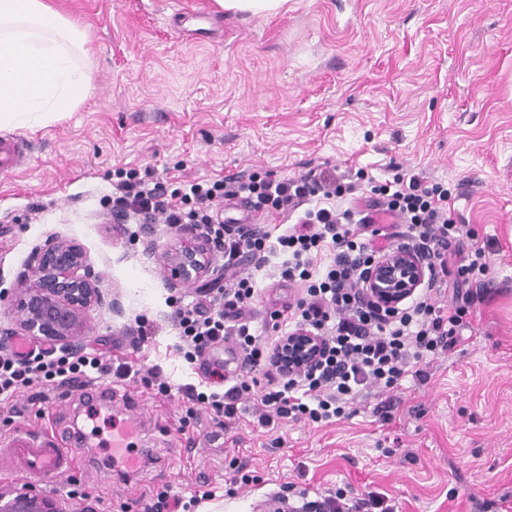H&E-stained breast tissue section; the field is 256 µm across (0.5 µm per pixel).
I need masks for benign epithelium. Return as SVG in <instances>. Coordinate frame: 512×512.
Wrapping results in <instances>:
<instances>
[{
  "instance_id": "1",
  "label": "benign epithelium",
  "mask_w": 512,
  "mask_h": 512,
  "mask_svg": "<svg viewBox=\"0 0 512 512\" xmlns=\"http://www.w3.org/2000/svg\"><path fill=\"white\" fill-rule=\"evenodd\" d=\"M214 245L185 235L179 247L158 257L163 271L175 286H190L222 275L212 261ZM424 276L423 265L412 255L400 252L380 259L369 273L375 298L395 307ZM100 275L88 262L79 245L50 234L35 248L26 267L17 276L12 302L14 323L0 325V345L24 333L39 343L67 353L82 349L91 311L108 304L120 312L117 302H105L99 288ZM0 512H70L65 503L39 491L3 492Z\"/></svg>"
}]
</instances>
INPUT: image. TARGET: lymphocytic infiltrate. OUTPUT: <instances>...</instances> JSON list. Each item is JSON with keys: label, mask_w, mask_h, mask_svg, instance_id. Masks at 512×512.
I'll return each instance as SVG.
<instances>
[{"label": "lymphocytic infiltrate", "mask_w": 512, "mask_h": 512, "mask_svg": "<svg viewBox=\"0 0 512 512\" xmlns=\"http://www.w3.org/2000/svg\"><path fill=\"white\" fill-rule=\"evenodd\" d=\"M353 189L350 172L334 169L279 179L252 175L192 182L176 189L160 179L136 177L118 185L112 199L115 219L134 224L160 219L224 250L223 290L213 297L199 295L173 314L202 381L198 387L185 385L183 394L189 404L213 411L218 427L229 430L239 421V401L251 391L253 373L263 380L254 406L258 425L335 422L374 384L397 389L406 376L426 378L423 361L452 352L473 306L487 297L493 286L490 266L481 248H464L469 232L456 221L451 193L409 171L386 182L378 203L404 221L396 249L422 262L423 290L410 304L381 306L365 286L372 262L381 256L366 238L365 224L353 223L348 209L305 206L312 197L340 198ZM234 200L244 205L246 217L223 219L222 204ZM298 208L304 211L298 224L275 237L251 219L255 213ZM325 250L328 263L316 267L315 259ZM277 253L286 256L282 280L303 281L307 288L303 296L270 310L275 335L269 338L257 334L247 311L256 294V271ZM445 292L450 302L435 305L433 295ZM294 338L312 342L310 359L288 362ZM231 361L236 371L229 374L225 368ZM130 373V366H111L100 354L71 361L13 351L0 355V398L10 399L20 386L48 382L78 389L99 376L123 380ZM299 497L294 505L288 495L275 493L274 512H393L373 491L352 498L327 492L312 500L303 490Z\"/></svg>", "instance_id": "1"}]
</instances>
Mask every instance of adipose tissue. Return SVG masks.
Returning a JSON list of instances; mask_svg holds the SVG:
<instances>
[{"label": "adipose tissue", "instance_id": "ef3b65f1", "mask_svg": "<svg viewBox=\"0 0 512 512\" xmlns=\"http://www.w3.org/2000/svg\"><path fill=\"white\" fill-rule=\"evenodd\" d=\"M81 38L45 0H0V126L89 94L95 64L76 63Z\"/></svg>", "mask_w": 512, "mask_h": 512}]
</instances>
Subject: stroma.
Listing matches in <instances>:
<instances>
[{
  "mask_svg": "<svg viewBox=\"0 0 512 512\" xmlns=\"http://www.w3.org/2000/svg\"><path fill=\"white\" fill-rule=\"evenodd\" d=\"M85 33L93 87L63 112L0 127L26 141L29 168L0 172V291L13 288L30 253L55 234L77 242L120 312L94 310L84 349L130 363L136 376L111 388L117 409L141 414L154 460L121 480L75 467L55 486L0 472L4 490L34 489L94 512H137L161 488L188 512H273L282 485L321 493L374 490L396 512H502L512 506V0H288L275 14L214 12L211 0H49ZM214 14L209 34L171 24L178 9ZM363 170L341 201L367 208L394 170L423 173L455 196L459 223L483 247L495 277L456 349L434 360L427 379L405 377L390 423L373 408L390 397L375 386L347 418L326 426L284 421L263 428L242 403L238 425L209 446L211 412H186L182 388L198 384L180 348L172 286L157 263L180 241L157 223L152 234L112 216L126 172L167 180L217 181L310 169ZM154 256H147L146 247ZM283 257L255 274L254 326L282 295ZM156 333L131 346L137 321ZM160 368L171 390L147 376ZM0 411V437L17 427L55 434L82 417L79 392L45 400L21 388ZM252 480L229 485L234 461ZM212 491L198 500L200 480Z\"/></svg>",
  "mask_w": 512,
  "mask_h": 512,
  "instance_id": "35a3bbf8",
  "label": "stroma"
}]
</instances>
